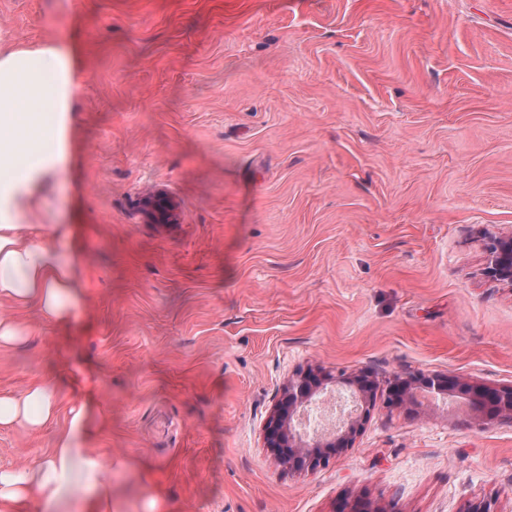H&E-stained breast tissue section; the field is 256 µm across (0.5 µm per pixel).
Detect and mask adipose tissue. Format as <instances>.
Returning <instances> with one entry per match:
<instances>
[{
	"instance_id": "ef3b65f1",
	"label": "adipose tissue",
	"mask_w": 512,
	"mask_h": 512,
	"mask_svg": "<svg viewBox=\"0 0 512 512\" xmlns=\"http://www.w3.org/2000/svg\"><path fill=\"white\" fill-rule=\"evenodd\" d=\"M77 87L73 50L62 40L37 48L0 47V300L68 322L81 293L74 265L59 253L62 224L41 221L38 194L64 168L65 120ZM54 392L33 385L0 398V426L28 430L51 422ZM98 416L71 408L54 448L34 464L0 470V512H112V462L92 451Z\"/></svg>"
}]
</instances>
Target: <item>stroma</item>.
I'll return each mask as SVG.
<instances>
[{"mask_svg":"<svg viewBox=\"0 0 512 512\" xmlns=\"http://www.w3.org/2000/svg\"><path fill=\"white\" fill-rule=\"evenodd\" d=\"M75 50L68 155L42 218L83 301L13 311L0 397L107 420L114 512H512V423L442 396L376 404L353 448L288 469L263 429L289 379L366 369L512 386V0H0V41ZM65 416L0 428V468ZM488 253L489 276L512 283V237L506 240L492 238L488 245Z\"/></svg>","mask_w":512,"mask_h":512,"instance_id":"obj_1","label":"stroma"}]
</instances>
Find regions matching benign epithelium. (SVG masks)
<instances>
[{
  "label": "benign epithelium",
  "instance_id": "1",
  "mask_svg": "<svg viewBox=\"0 0 512 512\" xmlns=\"http://www.w3.org/2000/svg\"><path fill=\"white\" fill-rule=\"evenodd\" d=\"M487 273L512 283V237H494L488 245ZM378 383L367 370L333 375L306 372L288 381L264 427V444L297 469L315 470L352 447L377 401ZM464 399L465 422L476 426L512 421V386L494 387L448 376L418 373L398 388L386 390L388 406L420 407L417 390ZM337 512H381L365 496L340 502Z\"/></svg>",
  "mask_w": 512,
  "mask_h": 512
}]
</instances>
